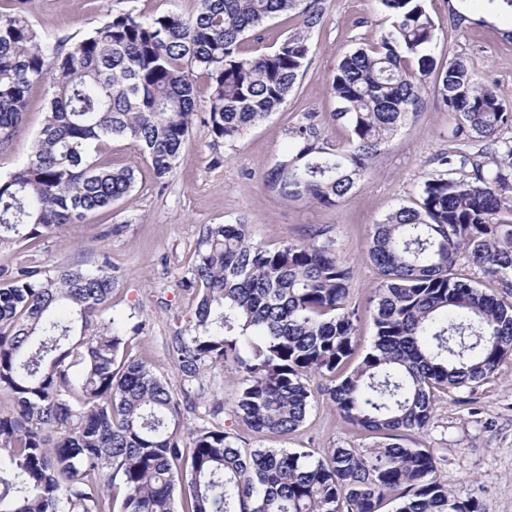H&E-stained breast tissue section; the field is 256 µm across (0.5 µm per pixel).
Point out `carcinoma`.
Wrapping results in <instances>:
<instances>
[{
  "mask_svg": "<svg viewBox=\"0 0 512 512\" xmlns=\"http://www.w3.org/2000/svg\"><path fill=\"white\" fill-rule=\"evenodd\" d=\"M0 9V149L23 124L30 89L51 90L25 164L0 179V251L35 243L126 197L130 167L94 156L107 140L135 146L166 182L198 117L232 145L288 104L310 64L325 0H199L189 17L132 11L82 39L45 40L28 0ZM390 28L344 53L331 78L338 108L305 112L284 129L263 173L285 199L334 206L425 105L427 80L456 123L415 207L373 225L367 257L374 340L358 363L352 268L326 229L270 249L243 220L208 224L185 286L193 329L172 337L178 393L129 351L137 327L100 318L117 284L106 262L44 275L0 268V512H482L477 496L437 480L436 458L402 440L424 429L434 391L473 387L512 355V110L462 58L437 67V27L424 0H379ZM279 15L297 26L272 51L242 52ZM346 140L334 141L328 127ZM474 276L456 273L460 260ZM240 375L235 416L286 437L312 407L311 378L344 421L379 438L316 458L287 448H241L215 422L223 399L202 377ZM210 419L184 433V412Z\"/></svg>",
  "mask_w": 512,
  "mask_h": 512,
  "instance_id": "cac0c4a2",
  "label": "carcinoma"
}]
</instances>
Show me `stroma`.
<instances>
[{
  "label": "stroma",
  "mask_w": 512,
  "mask_h": 512,
  "mask_svg": "<svg viewBox=\"0 0 512 512\" xmlns=\"http://www.w3.org/2000/svg\"><path fill=\"white\" fill-rule=\"evenodd\" d=\"M427 8L439 32L437 60L463 57L512 102V42L505 38L512 31V13L492 10L489 0H427ZM196 10L197 0H38L33 21L47 37L74 42L103 19L127 11L189 16ZM389 25L378 0H326L323 21L311 34L310 65L283 111L247 131L232 147L214 142L203 121H196L173 176L163 184L127 141H109L101 160L135 168L131 196L83 223L57 228L36 245L0 253V267L35 266L50 274L64 265L93 269L109 263L119 281L112 311L139 327L132 354L176 390L180 377L167 341L193 320L194 296L183 282L191 276L204 225L243 218L254 239L271 247L302 238L308 228L324 227L353 268L350 303L360 314L358 349L366 351L374 335L370 297L378 278L366 256L368 236L373 224L392 210L415 204L438 156L453 148L447 108L427 96L423 112L402 126L375 159L372 175L337 205L283 199L265 188L261 174L283 150L287 124L302 113L326 115L335 108L329 79L342 52L377 39ZM49 99L47 86L30 91L21 130L0 150L1 177L28 159ZM218 419L242 448H311L320 453L374 442L345 423L320 394L304 426L285 439L252 431L228 408ZM409 444L435 455L437 477L449 489L475 492L484 512H512V356L480 386L439 395L429 425Z\"/></svg>",
  "instance_id": "1"
}]
</instances>
